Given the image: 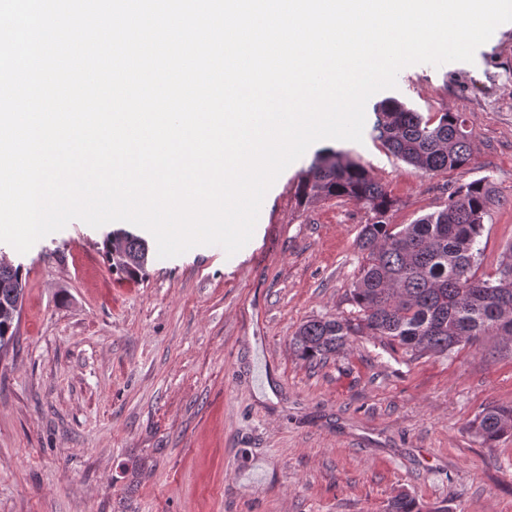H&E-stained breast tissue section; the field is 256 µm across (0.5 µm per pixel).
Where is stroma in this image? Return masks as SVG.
Masks as SVG:
<instances>
[{"label":"stroma","mask_w":512,"mask_h":512,"mask_svg":"<svg viewBox=\"0 0 512 512\" xmlns=\"http://www.w3.org/2000/svg\"><path fill=\"white\" fill-rule=\"evenodd\" d=\"M389 98L464 113L471 163L424 175L390 154L373 132ZM366 107L362 142L307 149L235 255L208 245L161 259L148 231L119 222L72 221L24 254L0 243L24 285L0 357V512H386L401 493L444 512H512V436L487 448L470 432L483 409L512 406V345L487 336L410 362L358 336L316 363L291 347L303 322L348 313L368 219L346 198L300 204L317 150L364 165L393 224L489 178L499 203L476 274H495L512 242V23L473 62L403 68ZM125 228L148 248L138 280L104 254Z\"/></svg>","instance_id":"35a3bbf8"}]
</instances>
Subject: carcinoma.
<instances>
[{"label": "carcinoma", "mask_w": 512, "mask_h": 512, "mask_svg": "<svg viewBox=\"0 0 512 512\" xmlns=\"http://www.w3.org/2000/svg\"><path fill=\"white\" fill-rule=\"evenodd\" d=\"M376 138L396 157L423 174L458 168L472 160L471 131L457 112L425 118L400 102L375 106ZM301 202L346 197L368 213L356 245L363 264L350 290V316L312 319L298 328L291 344L301 359L317 362L350 344L354 336H371L398 346L408 360L447 355L461 344L484 336L512 343V243L505 246L494 276H476L484 248L486 219L498 199L484 177L454 188L443 209L412 224H390L393 201L358 162L333 149L317 152L298 186ZM119 243L128 260L114 269L131 279L145 274L148 249L136 236L120 232L106 243ZM20 269L0 265V346L14 340L16 323L3 311L23 299ZM480 444L491 447L512 436V407L484 409L472 423ZM387 512H432L415 497L401 493Z\"/></svg>", "instance_id": "cac0c4a2"}]
</instances>
